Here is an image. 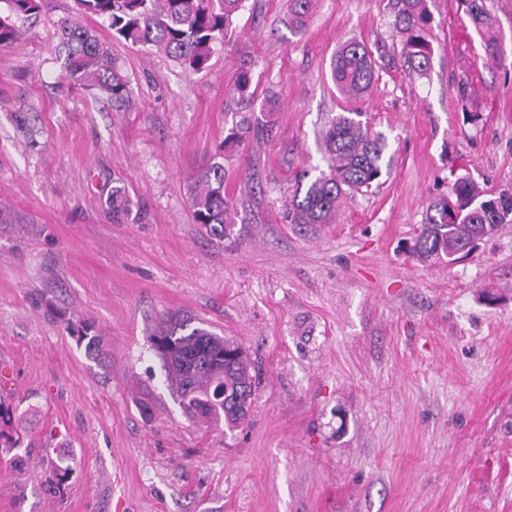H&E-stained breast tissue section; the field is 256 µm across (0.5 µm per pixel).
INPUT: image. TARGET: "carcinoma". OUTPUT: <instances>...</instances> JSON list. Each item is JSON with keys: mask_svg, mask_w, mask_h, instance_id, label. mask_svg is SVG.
Wrapping results in <instances>:
<instances>
[{"mask_svg": "<svg viewBox=\"0 0 512 512\" xmlns=\"http://www.w3.org/2000/svg\"><path fill=\"white\" fill-rule=\"evenodd\" d=\"M9 14L0 15V46L19 37L12 17L36 12L40 0H7ZM246 0H78L81 10L109 22L113 36L134 46L163 52L193 72L207 67L216 45L226 46L234 33V19L245 8ZM319 0H288L283 24L293 34L303 33L316 12ZM393 32L401 38L397 64L419 77L427 74L434 48L427 38L431 21L428 0H395L392 4ZM467 11L487 56L503 60V34L487 0H467ZM61 45L65 51L62 79L72 85L100 89L115 102L124 100L126 84L119 75L108 49L87 28L69 20L60 24ZM331 79L338 91L357 98L375 80V61L367 45L355 38L341 43L331 62ZM234 93L238 100L254 108L256 89L251 72L241 68ZM258 125L243 116L227 129L224 144L239 146L258 135ZM328 170L309 177L299 175L297 188L288 201L292 224H334L344 199L371 188L383 171L388 140L361 120V113L337 115L323 135ZM224 154L218 152L203 164L191 188V205L196 223L219 239L232 237L238 212L224 193ZM112 219L128 217L131 201L121 187L112 190ZM512 211V190L482 193L476 182L461 176L448 185V194L432 200L414 245L422 263L454 262V253L472 238L496 234L504 224V214ZM78 342L94 360L107 354L106 336L83 330ZM162 361L168 386L179 399L184 415L195 422H224L229 428L243 423L236 403L240 395L254 397L256 388L252 364L246 352L236 359L213 367L214 356L232 342L202 327L191 326L188 317L164 316L149 336ZM26 430L24 414L0 397V454L12 464L24 461L16 453ZM55 487L69 478L70 465L62 458L50 460Z\"/></svg>", "mask_w": 512, "mask_h": 512, "instance_id": "obj_1", "label": "carcinoma"}]
</instances>
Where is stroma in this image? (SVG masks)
<instances>
[{
    "label": "stroma",
    "mask_w": 512,
    "mask_h": 512,
    "mask_svg": "<svg viewBox=\"0 0 512 512\" xmlns=\"http://www.w3.org/2000/svg\"><path fill=\"white\" fill-rule=\"evenodd\" d=\"M429 6L422 78L387 63L390 0H321L302 35L282 23L288 0H247L198 73L113 39L77 0L17 19L0 47V366L32 448L0 463V512H512V224L453 264L411 255L453 171L512 188V0L488 4L502 64L460 0ZM66 19L110 49L123 103L59 86ZM349 38L379 53L357 100L330 75ZM244 63L267 133L226 149ZM341 112L387 137L390 171L335 223H289L294 175L325 168L321 132ZM219 150L241 216L228 240L190 205ZM116 186L132 201L119 224ZM170 312L252 355L240 427L189 421L170 394L147 341ZM82 323L105 332L106 361L78 345ZM145 387L149 419L133 401ZM47 453L72 466L58 492Z\"/></svg>",
    "instance_id": "35a3bbf8"
}]
</instances>
